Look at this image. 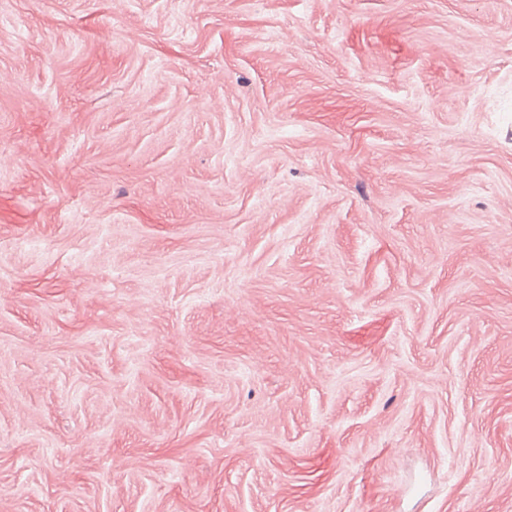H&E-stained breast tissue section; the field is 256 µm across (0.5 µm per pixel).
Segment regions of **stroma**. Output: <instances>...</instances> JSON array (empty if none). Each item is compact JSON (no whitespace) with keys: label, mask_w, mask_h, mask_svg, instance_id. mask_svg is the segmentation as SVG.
I'll use <instances>...</instances> for the list:
<instances>
[{"label":"stroma","mask_w":512,"mask_h":512,"mask_svg":"<svg viewBox=\"0 0 512 512\" xmlns=\"http://www.w3.org/2000/svg\"><path fill=\"white\" fill-rule=\"evenodd\" d=\"M0 512H512V0H0Z\"/></svg>","instance_id":"35a3bbf8"}]
</instances>
